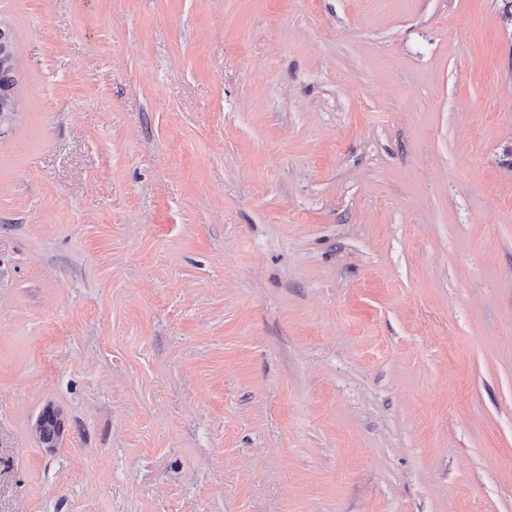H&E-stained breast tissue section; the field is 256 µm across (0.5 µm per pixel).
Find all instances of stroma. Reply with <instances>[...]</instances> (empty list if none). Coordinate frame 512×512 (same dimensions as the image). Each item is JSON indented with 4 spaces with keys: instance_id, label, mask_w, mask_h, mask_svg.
<instances>
[{
    "instance_id": "35a3bbf8",
    "label": "stroma",
    "mask_w": 512,
    "mask_h": 512,
    "mask_svg": "<svg viewBox=\"0 0 512 512\" xmlns=\"http://www.w3.org/2000/svg\"><path fill=\"white\" fill-rule=\"evenodd\" d=\"M0 26V512H512V0ZM14 51L13 33L0 29V127L9 124L18 111L16 79L13 75Z\"/></svg>"
}]
</instances>
